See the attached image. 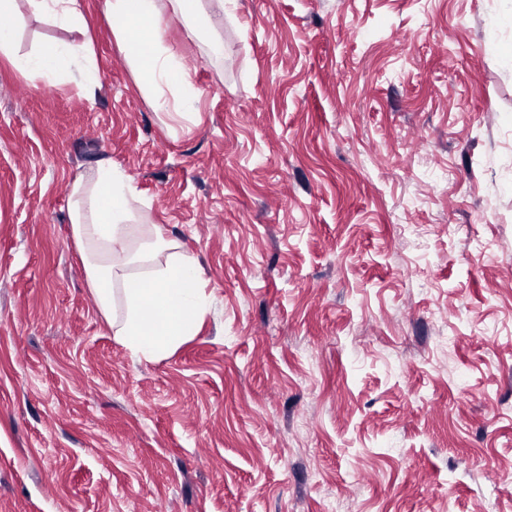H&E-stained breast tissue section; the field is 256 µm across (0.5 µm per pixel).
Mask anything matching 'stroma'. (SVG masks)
I'll use <instances>...</instances> for the list:
<instances>
[{"mask_svg":"<svg viewBox=\"0 0 512 512\" xmlns=\"http://www.w3.org/2000/svg\"><path fill=\"white\" fill-rule=\"evenodd\" d=\"M101 88L0 58V512H512V44L494 0H202L160 112L80 0ZM25 54L67 31L15 0ZM110 159L212 304L113 336L70 187Z\"/></svg>","mask_w":512,"mask_h":512,"instance_id":"35a3bbf8","label":"stroma"}]
</instances>
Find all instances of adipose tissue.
Masks as SVG:
<instances>
[{
	"instance_id": "ef3b65f1",
	"label": "adipose tissue",
	"mask_w": 512,
	"mask_h": 512,
	"mask_svg": "<svg viewBox=\"0 0 512 512\" xmlns=\"http://www.w3.org/2000/svg\"><path fill=\"white\" fill-rule=\"evenodd\" d=\"M28 4L34 15L82 34V42L55 41L19 56L14 52L12 31L1 28L0 55L44 87L54 88L75 77L84 95L95 97L98 68L79 0H28ZM106 5L110 17L121 23L115 37L127 59L156 91L157 109L195 112L198 91L177 56L165 46L161 22L165 12H172L210 59L223 62V42L204 35L206 19L200 0H106ZM172 87L178 93L171 99L166 91ZM133 195L130 176L111 160H101L93 179L80 177L72 183L70 219L96 307L132 355L151 360L172 353L198 335L209 299L201 287L196 258L172 250L160 230H153L138 249H131L128 228L133 213L128 200ZM162 252L166 261L156 262V255ZM132 262L147 264V271L126 274L124 268Z\"/></svg>"
}]
</instances>
